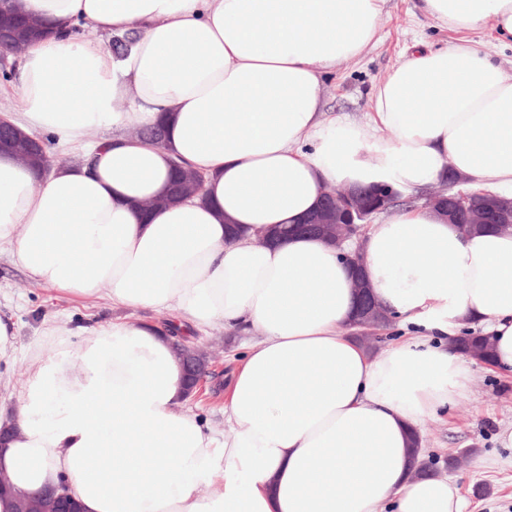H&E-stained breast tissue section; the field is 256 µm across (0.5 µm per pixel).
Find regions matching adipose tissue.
<instances>
[{
  "label": "adipose tissue",
  "mask_w": 512,
  "mask_h": 512,
  "mask_svg": "<svg viewBox=\"0 0 512 512\" xmlns=\"http://www.w3.org/2000/svg\"><path fill=\"white\" fill-rule=\"evenodd\" d=\"M17 2L51 31L17 60L10 121L85 159L42 175L0 153V250L37 284L170 318L43 322L0 448L16 491L58 489L78 512H464L451 479L414 476L412 437L468 389L446 337L487 325L493 366L512 370V231L464 235L425 207L371 224L364 277L415 329L376 355L343 333L356 295L336 249L263 237L331 182L418 192L454 174L512 197V79L468 41L418 48L375 86L368 121L329 120L322 76L375 43L380 0ZM420 7L512 42V0ZM123 33L118 57L102 38ZM159 123L161 147L130 134ZM176 157L200 195L142 215ZM218 321L259 331L220 434L187 410L173 351Z\"/></svg>",
  "instance_id": "adipose-tissue-1"
}]
</instances>
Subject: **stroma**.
<instances>
[{
    "label": "stroma",
    "instance_id": "obj_1",
    "mask_svg": "<svg viewBox=\"0 0 512 512\" xmlns=\"http://www.w3.org/2000/svg\"><path fill=\"white\" fill-rule=\"evenodd\" d=\"M491 53L512 79V43L499 42L490 30L460 33L435 25L421 11L419 0H384L378 21V41L360 59L340 64L324 81V110L328 116L364 119L370 95L390 68L416 43L443 48L460 40ZM128 321H161L149 309L114 307L105 301H83L34 283L8 253L0 254V320L7 322L19 345L34 340L43 320L70 328ZM257 330L243 324L226 329L213 324L195 346L212 351L214 375L228 378L244 344ZM512 431V371L471 363L467 392L445 412L421 427L423 456L438 474L452 476L465 501V512H512V447L501 444Z\"/></svg>",
    "mask_w": 512,
    "mask_h": 512
}]
</instances>
